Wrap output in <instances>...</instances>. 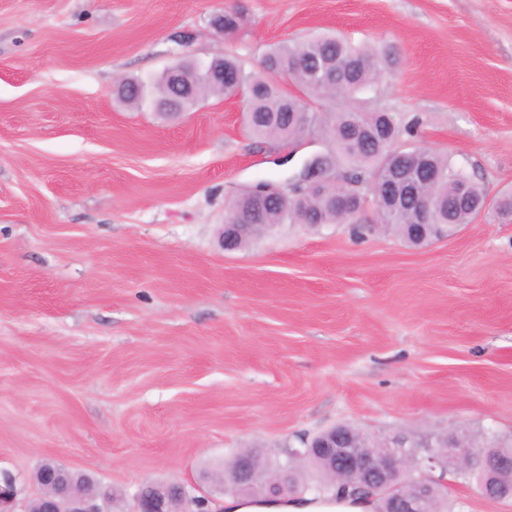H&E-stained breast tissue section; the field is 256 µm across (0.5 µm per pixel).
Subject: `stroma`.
<instances>
[{"label": "stroma", "instance_id": "35a3bbf8", "mask_svg": "<svg viewBox=\"0 0 512 512\" xmlns=\"http://www.w3.org/2000/svg\"><path fill=\"white\" fill-rule=\"evenodd\" d=\"M222 11L247 19L227 42ZM329 30L383 52L357 101L512 190V0H0V470L21 498L46 458L132 512L143 482L338 423L512 437V223L411 247L369 209L228 251V203L325 141L254 136L237 98L171 121L114 94L222 46L256 73ZM442 479L450 512H512Z\"/></svg>", "mask_w": 512, "mask_h": 512}]
</instances>
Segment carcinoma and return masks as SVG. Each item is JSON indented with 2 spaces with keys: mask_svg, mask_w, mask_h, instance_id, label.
Segmentation results:
<instances>
[{
  "mask_svg": "<svg viewBox=\"0 0 512 512\" xmlns=\"http://www.w3.org/2000/svg\"><path fill=\"white\" fill-rule=\"evenodd\" d=\"M264 64L283 71L301 95L296 96L279 83L254 84L255 76L243 71L235 56L226 52L207 64L184 59L165 70L152 82L151 101L158 112L167 111L175 101L181 112L190 111L210 96L231 97L242 92L248 129L259 137L290 141L306 132H317L328 143L327 166L332 183L320 192L316 189L301 194V199L288 205L262 201V197L245 191L228 204L224 223L244 224L245 230L234 241V249H243L268 229L278 224H338L347 221L343 211L335 206V198L348 182L372 180L386 229L407 243H413L416 206L400 202L390 206L385 195L397 177L399 154L369 144L360 151H350L345 143L353 121H361L368 112L358 106L336 111L335 94L326 90L327 79L351 96L361 89L377 84L383 74V58L374 48L355 46L335 34H322L311 39L281 43L267 52ZM224 68V83L214 80L211 71ZM118 97L140 107L145 90L138 80H125L117 88ZM432 168L443 177L427 189L436 224H468L475 215L469 202L458 201L459 184L468 186L470 198H481L484 190L452 161L435 152H427ZM305 461L320 476L324 495L332 490L333 475L328 467L314 457L290 458L287 454L277 462L288 467L294 482H303L298 463Z\"/></svg>",
  "mask_w": 512,
  "mask_h": 512,
  "instance_id": "carcinoma-1",
  "label": "carcinoma"
}]
</instances>
